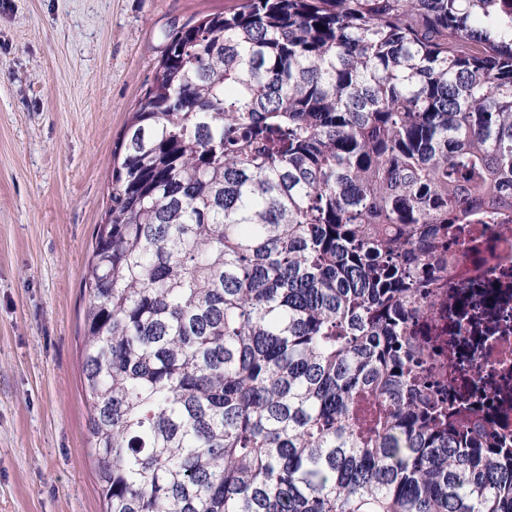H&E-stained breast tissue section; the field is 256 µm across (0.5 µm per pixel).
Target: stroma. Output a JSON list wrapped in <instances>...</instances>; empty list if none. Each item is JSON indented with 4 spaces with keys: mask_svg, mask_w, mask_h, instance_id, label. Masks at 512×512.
I'll return each mask as SVG.
<instances>
[{
    "mask_svg": "<svg viewBox=\"0 0 512 512\" xmlns=\"http://www.w3.org/2000/svg\"><path fill=\"white\" fill-rule=\"evenodd\" d=\"M235 0H0V512H101L81 282L167 36Z\"/></svg>",
    "mask_w": 512,
    "mask_h": 512,
    "instance_id": "stroma-1",
    "label": "stroma"
}]
</instances>
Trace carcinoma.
Listing matches in <instances>:
<instances>
[{"mask_svg":"<svg viewBox=\"0 0 512 512\" xmlns=\"http://www.w3.org/2000/svg\"><path fill=\"white\" fill-rule=\"evenodd\" d=\"M84 275L103 512H512L423 381L448 225L512 203V0H239L169 35Z\"/></svg>","mask_w":512,"mask_h":512,"instance_id":"cac0c4a2","label":"carcinoma"}]
</instances>
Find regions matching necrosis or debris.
Returning <instances> with one entry per match:
<instances>
[{"label": "necrosis or debris", "mask_w": 512, "mask_h": 512, "mask_svg": "<svg viewBox=\"0 0 512 512\" xmlns=\"http://www.w3.org/2000/svg\"><path fill=\"white\" fill-rule=\"evenodd\" d=\"M447 285L432 291L438 313L422 320L434 378L474 407L477 440L512 441V223L453 225Z\"/></svg>", "instance_id": "4bbe7bcc"}]
</instances>
